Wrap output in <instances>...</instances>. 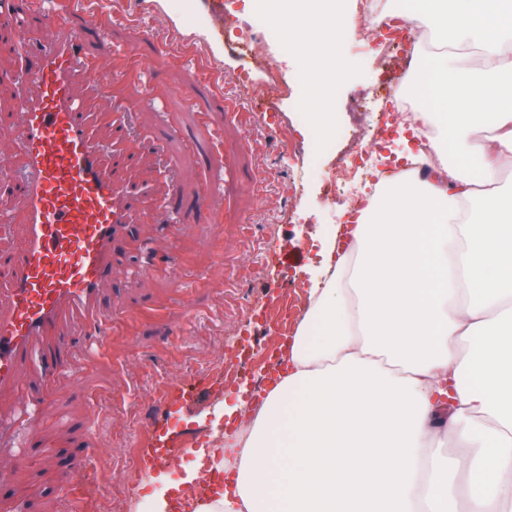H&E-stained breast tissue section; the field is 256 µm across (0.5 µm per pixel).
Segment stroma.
<instances>
[{
    "instance_id": "obj_1",
    "label": "stroma",
    "mask_w": 512,
    "mask_h": 512,
    "mask_svg": "<svg viewBox=\"0 0 512 512\" xmlns=\"http://www.w3.org/2000/svg\"><path fill=\"white\" fill-rule=\"evenodd\" d=\"M347 26L335 40L321 30L318 49L334 46L341 79L329 88L336 113L331 139H318L304 100L311 77L301 54L272 32V16L250 0L236 9L252 25L255 49L273 59L276 74L254 72L249 86L237 79L239 60L224 44V16L213 0H102L100 45L144 56V73H130L104 92L97 79L82 80L93 139L112 162V140L121 138L135 162L125 173L139 203L131 217L136 243L118 249V275L102 289L119 305L103 346L104 360L89 365L60 390L51 406L23 426L29 461L9 451L0 436V512H130L140 498L134 459L145 440L168 432L178 444L191 433L218 437L216 414L245 399L258 406L273 367V351L294 335L308 308L311 288L324 279L320 248L328 225L341 223L342 207L326 200L328 176L351 140L362 137L391 103L380 85L388 74L368 58L359 34L358 0H345ZM56 21L24 31L12 49L0 50V174L22 164L12 140L20 97L32 95L21 76L33 46L54 38ZM284 91L271 95L269 82ZM154 107L143 105V97ZM268 103L273 124L259 118ZM178 136H170V128ZM236 168L224 183L202 161L216 145ZM222 189L209 207L214 223L186 212L178 233L187 257L177 278L157 277L153 266L171 260L174 248L161 205L171 189L192 197L214 184ZM248 344L252 355L233 371L224 353Z\"/></svg>"
}]
</instances>
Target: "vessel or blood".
I'll return each mask as SVG.
<instances>
[{"label": "vessel or blood", "instance_id": "b4317fda", "mask_svg": "<svg viewBox=\"0 0 512 512\" xmlns=\"http://www.w3.org/2000/svg\"><path fill=\"white\" fill-rule=\"evenodd\" d=\"M51 6V0H19L0 22L22 28L31 17L46 16ZM98 15L97 0H70L68 21L27 72L37 95L21 99L15 127L25 165L13 186L25 213L26 236L19 250L0 255L7 297L6 309L0 310V387L17 384L20 365L28 362L44 389L40 398L24 401L10 423L12 451L22 460L28 457L20 435L23 418L41 413L64 380L101 354L89 348L74 356L57 328L69 319L93 326L98 338L112 330V315L101 309L98 294L114 273L113 249L126 242L127 216L135 205L122 182V162L101 167L103 147L87 132L76 88L79 78L99 74L95 59L79 49L95 40ZM188 209L206 211V198L170 196L167 222L180 223ZM179 454L156 441L150 451L138 452L136 470L150 477L158 461Z\"/></svg>", "mask_w": 512, "mask_h": 512}]
</instances>
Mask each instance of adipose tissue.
Instances as JSON below:
<instances>
[{"label":"adipose tissue","mask_w":512,"mask_h":512,"mask_svg":"<svg viewBox=\"0 0 512 512\" xmlns=\"http://www.w3.org/2000/svg\"><path fill=\"white\" fill-rule=\"evenodd\" d=\"M252 2L288 15L294 44L309 11L336 12ZM396 15L445 48L407 86L438 165L386 184L348 252L329 226L288 368L197 512H512V0H400Z\"/></svg>","instance_id":"obj_1"}]
</instances>
